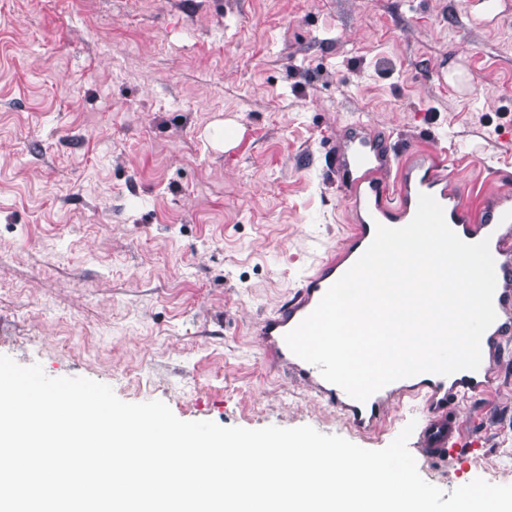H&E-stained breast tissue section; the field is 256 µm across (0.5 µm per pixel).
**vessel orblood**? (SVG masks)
I'll list each match as a JSON object with an SVG mask.
<instances>
[{
  "label": "vessel or blood",
  "mask_w": 512,
  "mask_h": 512,
  "mask_svg": "<svg viewBox=\"0 0 512 512\" xmlns=\"http://www.w3.org/2000/svg\"><path fill=\"white\" fill-rule=\"evenodd\" d=\"M328 152L332 172L356 209L357 222L343 249L304 277L293 298L254 324V339L270 366L285 371L294 383L358 431L379 428L393 405L404 398L422 399L425 418L415 450L430 461L447 462L449 450L461 446L464 434L453 416L454 407L464 400L489 395L496 376L495 363L506 344L512 342V194L487 193L477 202L463 203L447 172V160L438 150L419 148L401 161L385 142L363 132L343 144L329 145ZM422 194L437 200L448 225L462 240L488 241L497 278L493 298L497 317L482 337V362L477 371L449 376L421 373L399 379L362 403L325 381L318 367L294 355L284 336L314 310L327 289L367 249L376 225L398 228L408 224Z\"/></svg>",
  "instance_id": "obj_1"
}]
</instances>
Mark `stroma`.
<instances>
[{
	"instance_id": "1",
	"label": "stroma",
	"mask_w": 512,
	"mask_h": 512,
	"mask_svg": "<svg viewBox=\"0 0 512 512\" xmlns=\"http://www.w3.org/2000/svg\"><path fill=\"white\" fill-rule=\"evenodd\" d=\"M467 0H0V355L181 420L350 428L252 325L345 243L326 148L356 123L512 192V10ZM444 492L512 484V348Z\"/></svg>"
}]
</instances>
